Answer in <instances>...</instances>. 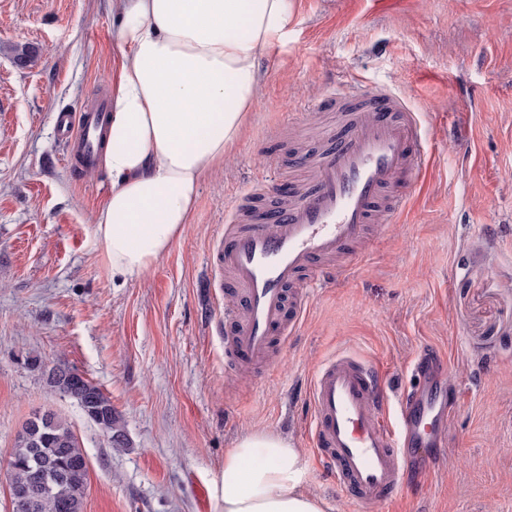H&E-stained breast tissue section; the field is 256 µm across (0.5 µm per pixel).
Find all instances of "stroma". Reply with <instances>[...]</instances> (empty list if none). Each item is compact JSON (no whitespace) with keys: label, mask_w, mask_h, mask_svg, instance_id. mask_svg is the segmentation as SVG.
Segmentation results:
<instances>
[{"label":"stroma","mask_w":512,"mask_h":512,"mask_svg":"<svg viewBox=\"0 0 512 512\" xmlns=\"http://www.w3.org/2000/svg\"><path fill=\"white\" fill-rule=\"evenodd\" d=\"M230 163L205 180L190 224L136 280L113 277L93 217L111 188L80 170L59 110L110 99L121 51L112 0H0V512L17 432L35 410L70 424L89 464L84 512H219L224 454L267 428L302 450L325 512H512V0H296ZM36 47L29 68L11 49ZM389 86L419 112L425 167L366 258L310 289L269 367L225 364L243 301L212 263L250 187L293 182L292 160L332 120L343 83ZM444 357L454 406L446 447L369 508L311 450L309 385L339 354L380 364L393 396L427 354ZM77 369L128 436L111 447L32 360Z\"/></svg>","instance_id":"stroma-1"}]
</instances>
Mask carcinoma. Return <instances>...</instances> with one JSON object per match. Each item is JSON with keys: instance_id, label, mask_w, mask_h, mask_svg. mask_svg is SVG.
Listing matches in <instances>:
<instances>
[{"instance_id": "cac0c4a2", "label": "carcinoma", "mask_w": 512, "mask_h": 512, "mask_svg": "<svg viewBox=\"0 0 512 512\" xmlns=\"http://www.w3.org/2000/svg\"><path fill=\"white\" fill-rule=\"evenodd\" d=\"M46 384L74 399L85 416L110 430L111 447L124 448L128 440L103 391L77 370L68 367L45 369ZM88 459L68 423L52 412H36L18 432L10 453L11 490L24 500L35 501L33 512H83V495Z\"/></svg>"}]
</instances>
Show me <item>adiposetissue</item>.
Listing matches in <instances>:
<instances>
[{
  "instance_id": "adipose-tissue-1",
  "label": "adipose tissue",
  "mask_w": 512,
  "mask_h": 512,
  "mask_svg": "<svg viewBox=\"0 0 512 512\" xmlns=\"http://www.w3.org/2000/svg\"><path fill=\"white\" fill-rule=\"evenodd\" d=\"M123 56L94 218L113 275L139 279L181 237L202 183L224 168L262 95L296 0H112ZM302 453L269 429L224 455L222 512H325L301 483Z\"/></svg>"
}]
</instances>
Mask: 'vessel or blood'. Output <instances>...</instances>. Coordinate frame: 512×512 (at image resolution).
<instances>
[{
    "instance_id": "obj_1",
    "label": "vessel or blood",
    "mask_w": 512,
    "mask_h": 512,
    "mask_svg": "<svg viewBox=\"0 0 512 512\" xmlns=\"http://www.w3.org/2000/svg\"><path fill=\"white\" fill-rule=\"evenodd\" d=\"M345 121L301 152L303 173L288 196L265 204L257 184L239 201L216 259L243 294L245 308L227 339L240 362L266 361L307 309L306 295L287 300L285 289L304 272L339 254L359 262L354 247L368 225L388 221L405 201L411 177L425 163L421 126L406 102L388 88L367 93L340 87L318 104ZM107 103L80 114L59 112L57 130L84 165H93ZM388 381L378 367L337 357L314 375L312 440L322 468L352 498L370 506L390 497L406 468L426 465V452L444 446L448 405L430 374L400 401L399 425L384 406Z\"/></svg>"
}]
</instances>
